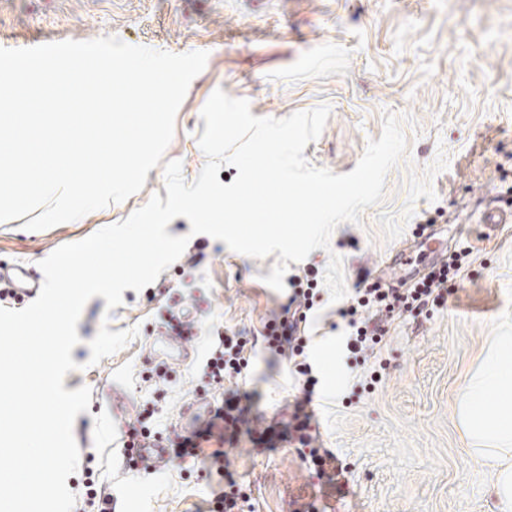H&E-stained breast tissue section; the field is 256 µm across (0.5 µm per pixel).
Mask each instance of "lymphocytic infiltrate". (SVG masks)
<instances>
[{
    "instance_id": "1",
    "label": "lymphocytic infiltrate",
    "mask_w": 512,
    "mask_h": 512,
    "mask_svg": "<svg viewBox=\"0 0 512 512\" xmlns=\"http://www.w3.org/2000/svg\"><path fill=\"white\" fill-rule=\"evenodd\" d=\"M459 270V262L444 264L438 275L418 282L401 293L376 283L357 289L351 304L340 311L341 317L347 319L351 329L347 343L349 354L356 362H365L368 352L373 351L385 339L388 333V317L398 311L425 309L435 290L444 287L449 277L457 275ZM297 329V319L288 317L283 312L265 323L261 337L242 333L218 334L203 367L204 374L215 384L244 376L250 365V351L257 342L262 341L268 349L296 360L297 371L305 378L304 393L312 395L316 380L312 375L311 365L303 360L307 340L298 335ZM245 420L246 411L241 408L237 396L226 397L213 418L198 431L196 437L176 436L171 446L176 457L196 456L200 440L211 437L214 429H221L234 436Z\"/></svg>"
}]
</instances>
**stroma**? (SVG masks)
Here are the masks:
<instances>
[{
  "mask_svg": "<svg viewBox=\"0 0 512 512\" xmlns=\"http://www.w3.org/2000/svg\"><path fill=\"white\" fill-rule=\"evenodd\" d=\"M114 36L134 46L183 54L204 51L205 69L191 82L165 157L194 181L206 163L198 140L201 110L214 90L249 101L256 117L282 119L329 105L308 162L351 172L369 140L379 139L384 112L402 116L407 151L388 173L381 204L359 223L338 225L328 249L290 263L288 276L316 271L320 286L299 328L336 373L328 385L320 364L311 413L312 447L337 464L316 472L301 447L268 444L263 430L285 420L303 397L292 362L257 344L245 378L209 385L203 366L213 329L255 336L289 306L292 286L265 284L276 255L255 259L205 234L190 235L178 217L173 236L190 240L177 261L141 291L124 290L107 309L87 302L71 352L78 370L66 390L89 387L88 411L73 434L80 462L115 512H209L225 484L208 475L215 451L250 497L248 512H494L496 478L466 448L457 400L486 352L503 314H512V223L488 230L487 213L512 208V0H0V47ZM162 168L121 203L55 227L30 231L22 219L0 223V264L39 263L57 247L126 219L164 193ZM463 253L461 271L430 313L405 314L390 327L379 357L381 383L361 391L360 369L345 348L350 329L339 311L360 279L381 268L426 276L444 253ZM190 310L200 331L194 361L167 381H146L143 364L154 327ZM139 335L89 365V343L101 325ZM245 395L247 431L236 442L202 441L198 458L174 459L160 471L125 466L121 437L136 414L150 411L163 434L184 433L202 417L184 415L199 393L221 401Z\"/></svg>",
  "mask_w": 512,
  "mask_h": 512,
  "instance_id": "35a3bbf8",
  "label": "stroma"
}]
</instances>
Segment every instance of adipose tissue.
I'll list each match as a JSON object with an SVG mask.
<instances>
[{
    "mask_svg": "<svg viewBox=\"0 0 512 512\" xmlns=\"http://www.w3.org/2000/svg\"><path fill=\"white\" fill-rule=\"evenodd\" d=\"M467 446L496 475L498 512H512V318L493 336L458 400Z\"/></svg>",
    "mask_w": 512,
    "mask_h": 512,
    "instance_id": "obj_1",
    "label": "adipose tissue"
}]
</instances>
